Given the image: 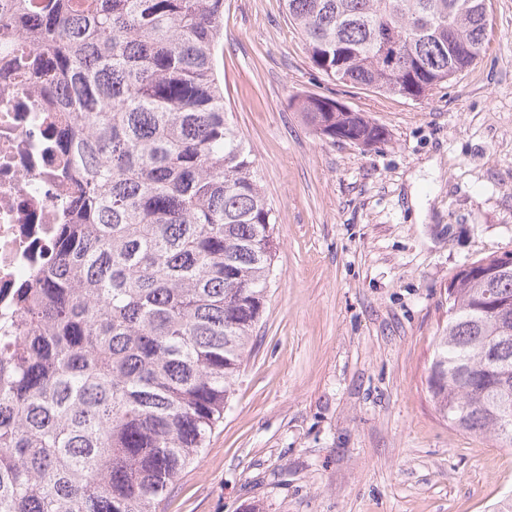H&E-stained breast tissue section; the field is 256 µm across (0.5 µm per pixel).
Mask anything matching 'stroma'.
<instances>
[{
    "mask_svg": "<svg viewBox=\"0 0 512 512\" xmlns=\"http://www.w3.org/2000/svg\"><path fill=\"white\" fill-rule=\"evenodd\" d=\"M487 6L485 54L412 101L329 81L284 0H224V102L276 256L230 406L161 512H492L512 494V452L449 425L426 385L451 278L512 251V0ZM297 94L385 144L320 138Z\"/></svg>",
    "mask_w": 512,
    "mask_h": 512,
    "instance_id": "stroma-1",
    "label": "stroma"
}]
</instances>
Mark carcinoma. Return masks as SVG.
Returning <instances> with one entry per match:
<instances>
[{"instance_id": "cac0c4a2", "label": "carcinoma", "mask_w": 512, "mask_h": 512, "mask_svg": "<svg viewBox=\"0 0 512 512\" xmlns=\"http://www.w3.org/2000/svg\"><path fill=\"white\" fill-rule=\"evenodd\" d=\"M330 80L420 100L486 51V0H284ZM224 0H9L0 32L35 44L40 91L74 118L83 188L54 260L0 335V512H158L224 418L267 298L276 216L224 108ZM390 32L399 62L385 60ZM333 142L385 133L321 95ZM448 285L427 388L453 427L512 449V267Z\"/></svg>"}]
</instances>
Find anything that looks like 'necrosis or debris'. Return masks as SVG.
I'll list each match as a JSON object with an SVG mask.
<instances>
[{"label":"necrosis or debris","instance_id":"4bbe7bcc","mask_svg":"<svg viewBox=\"0 0 512 512\" xmlns=\"http://www.w3.org/2000/svg\"><path fill=\"white\" fill-rule=\"evenodd\" d=\"M33 55L30 44L0 38V332L20 319V290L52 256L79 191L59 146L65 118L37 94Z\"/></svg>","mask_w":512,"mask_h":512}]
</instances>
